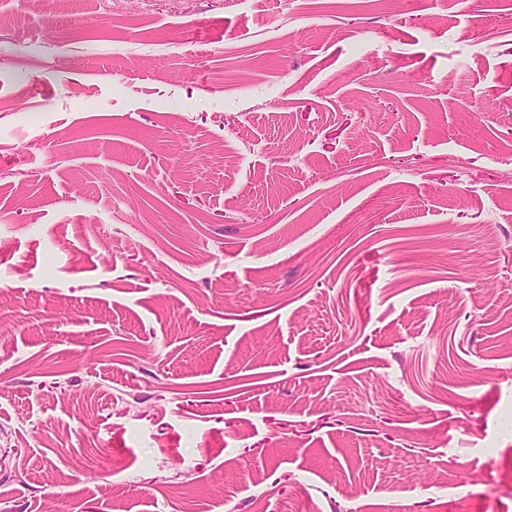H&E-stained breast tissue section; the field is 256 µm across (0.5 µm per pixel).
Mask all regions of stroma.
<instances>
[{
	"label": "stroma",
	"mask_w": 512,
	"mask_h": 512,
	"mask_svg": "<svg viewBox=\"0 0 512 512\" xmlns=\"http://www.w3.org/2000/svg\"><path fill=\"white\" fill-rule=\"evenodd\" d=\"M0 512H512V0H0Z\"/></svg>",
	"instance_id": "obj_1"
}]
</instances>
